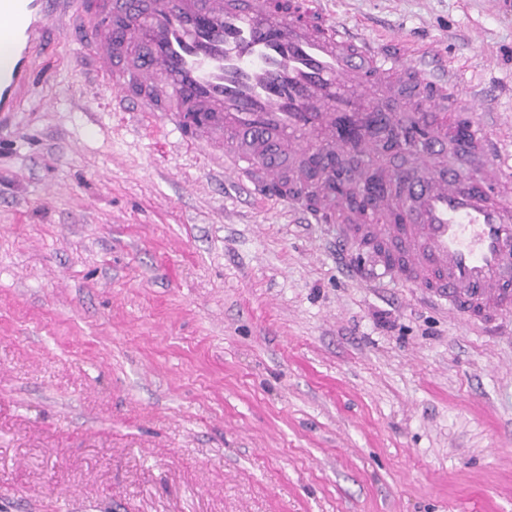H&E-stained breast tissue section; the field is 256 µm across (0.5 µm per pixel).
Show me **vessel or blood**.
I'll list each match as a JSON object with an SVG mask.
<instances>
[{"instance_id": "1", "label": "vessel or blood", "mask_w": 512, "mask_h": 512, "mask_svg": "<svg viewBox=\"0 0 512 512\" xmlns=\"http://www.w3.org/2000/svg\"><path fill=\"white\" fill-rule=\"evenodd\" d=\"M116 112H140L187 148L224 163L247 195L284 201L308 223L336 224L339 247L383 245L403 284L476 319L512 314V204L485 182L512 174V138L493 136L484 99L435 63L436 52L389 50L336 21L324 0H0L14 17L16 56L0 71V125L20 111L59 13ZM416 103L423 138L405 144L413 166L381 172L388 185L357 210L335 188L336 163L357 153L364 186L382 144ZM456 149L480 169L446 164Z\"/></svg>"}]
</instances>
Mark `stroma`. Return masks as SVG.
Wrapping results in <instances>:
<instances>
[{"label": "stroma", "mask_w": 512, "mask_h": 512, "mask_svg": "<svg viewBox=\"0 0 512 512\" xmlns=\"http://www.w3.org/2000/svg\"><path fill=\"white\" fill-rule=\"evenodd\" d=\"M512 118V0H327ZM0 134V512H512V315L237 197L60 35Z\"/></svg>", "instance_id": "35a3bbf8"}]
</instances>
